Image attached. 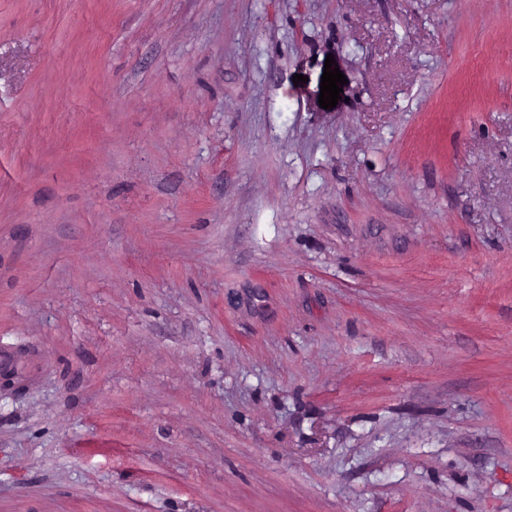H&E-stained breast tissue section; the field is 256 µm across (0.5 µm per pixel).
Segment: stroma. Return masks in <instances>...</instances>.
Listing matches in <instances>:
<instances>
[{
    "instance_id": "obj_1",
    "label": "stroma",
    "mask_w": 512,
    "mask_h": 512,
    "mask_svg": "<svg viewBox=\"0 0 512 512\" xmlns=\"http://www.w3.org/2000/svg\"><path fill=\"white\" fill-rule=\"evenodd\" d=\"M0 376V512H512V0H0Z\"/></svg>"
}]
</instances>
